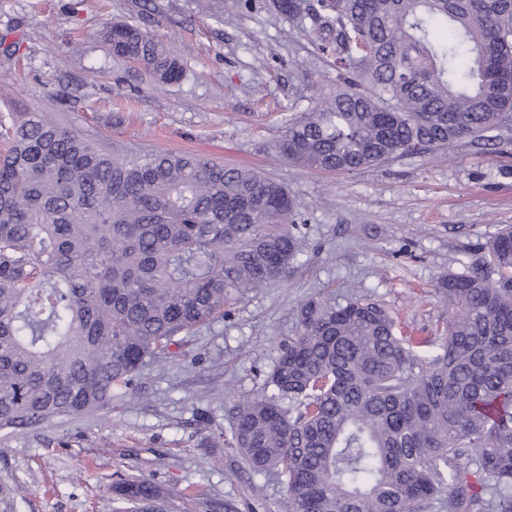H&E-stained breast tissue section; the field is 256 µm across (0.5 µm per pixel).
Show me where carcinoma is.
<instances>
[{"label":"carcinoma","mask_w":512,"mask_h":512,"mask_svg":"<svg viewBox=\"0 0 512 512\" xmlns=\"http://www.w3.org/2000/svg\"><path fill=\"white\" fill-rule=\"evenodd\" d=\"M331 60L335 87L288 122L277 155L351 175L512 131V0H273ZM443 25L453 38L434 40ZM118 60L162 85L179 62L115 23ZM0 431L34 432L134 394L142 367L288 275L305 229L279 181L173 152L114 154L37 112L0 120ZM442 277L444 335L415 341L378 303L297 310L271 392L214 437L288 487L285 512H512V226ZM117 512H162L135 476ZM18 486L0 480V512Z\"/></svg>","instance_id":"1"}]
</instances>
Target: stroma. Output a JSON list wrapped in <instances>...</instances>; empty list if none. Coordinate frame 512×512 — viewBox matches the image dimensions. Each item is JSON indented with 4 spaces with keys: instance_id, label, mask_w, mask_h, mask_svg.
<instances>
[{
    "instance_id": "obj_1",
    "label": "stroma",
    "mask_w": 512,
    "mask_h": 512,
    "mask_svg": "<svg viewBox=\"0 0 512 512\" xmlns=\"http://www.w3.org/2000/svg\"><path fill=\"white\" fill-rule=\"evenodd\" d=\"M0 0V116L39 112L124 155L196 154L264 172L288 186L307 228L288 277L241 293L230 315L187 345L148 362L133 395L75 420L0 433V478L21 486L17 512H115V484L150 478L169 512H224L259 498L282 512L288 487L238 471L210 451L229 429L234 399L264 391L279 341L296 331L298 305L324 293L385 305L419 338L441 333L434 292L455 259L512 224V142L485 153L461 142L353 175L275 157L274 143L336 73L271 0ZM139 25L183 66L158 85L136 62L113 59L104 34Z\"/></svg>"
}]
</instances>
